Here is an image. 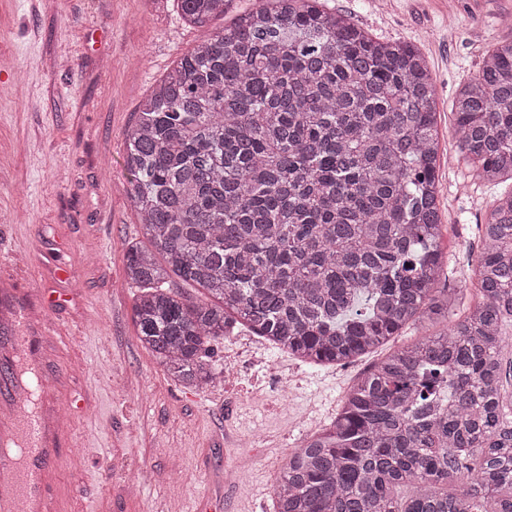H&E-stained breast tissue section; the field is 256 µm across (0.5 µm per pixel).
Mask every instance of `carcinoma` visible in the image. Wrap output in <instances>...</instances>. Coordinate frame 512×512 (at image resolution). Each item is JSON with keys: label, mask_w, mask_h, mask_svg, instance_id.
<instances>
[{"label": "carcinoma", "mask_w": 512, "mask_h": 512, "mask_svg": "<svg viewBox=\"0 0 512 512\" xmlns=\"http://www.w3.org/2000/svg\"><path fill=\"white\" fill-rule=\"evenodd\" d=\"M180 2L202 27L226 0ZM436 104L419 50L319 0H257L156 83L126 132L148 242L129 245L126 276L138 339L172 381L223 378L208 347L234 325L345 365L448 317ZM453 112L476 176H512V41L487 51ZM477 230V304L358 378L330 428L283 459L275 512H512V192Z\"/></svg>", "instance_id": "cac0c4a2"}]
</instances>
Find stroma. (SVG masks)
I'll return each instance as SVG.
<instances>
[{"mask_svg": "<svg viewBox=\"0 0 512 512\" xmlns=\"http://www.w3.org/2000/svg\"><path fill=\"white\" fill-rule=\"evenodd\" d=\"M382 40H406L437 86L440 249L455 310L471 287L474 227L511 181L473 178L451 103L484 54L512 40V0H324ZM229 0L210 26L177 0H0V307L26 305L42 354L57 463L56 512H260L280 461L336 417L378 361L310 366L248 331L211 345L241 380L174 384L137 337L125 254L141 241L127 197L125 134L141 98L213 30L253 8ZM274 374H266L267 360ZM287 383L288 400L270 393ZM233 479H226V472Z\"/></svg>", "mask_w": 512, "mask_h": 512, "instance_id": "35a3bbf8", "label": "stroma"}]
</instances>
